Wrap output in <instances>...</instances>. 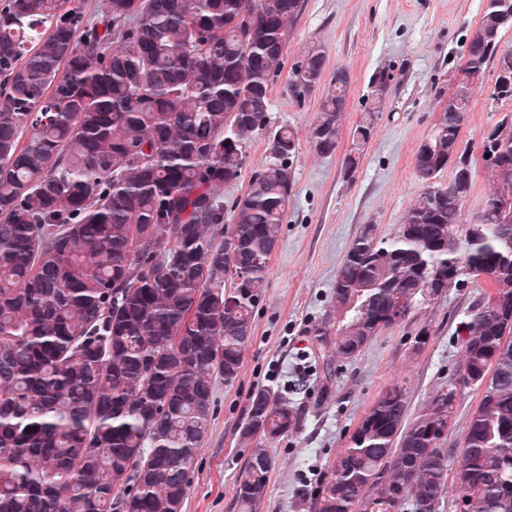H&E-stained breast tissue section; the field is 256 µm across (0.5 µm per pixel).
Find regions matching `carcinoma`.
Listing matches in <instances>:
<instances>
[{
  "instance_id": "carcinoma-1",
  "label": "carcinoma",
  "mask_w": 512,
  "mask_h": 512,
  "mask_svg": "<svg viewBox=\"0 0 512 512\" xmlns=\"http://www.w3.org/2000/svg\"><path fill=\"white\" fill-rule=\"evenodd\" d=\"M304 0H8L0 11V512H181L211 421L214 381L238 377L293 188V132L224 224L236 181L269 122L272 78ZM255 25L244 34L243 14ZM512 0H487L466 72L496 63L492 97L512 101ZM309 92L323 72L311 46ZM349 80L329 82L307 132L331 155ZM352 134L371 138L383 94ZM472 91L439 113L416 153L423 192L397 232L365 229L336 276L335 353L349 360L418 304L481 277L491 291L461 323L457 384L414 416L405 384L381 390L317 486L314 512H512V116L484 136L491 190L462 219L473 156L460 138ZM452 167L448 183L435 182ZM480 399L464 445L448 436L461 389ZM298 414L273 387L250 398L252 444L235 488L256 512L272 468L265 442Z\"/></svg>"
}]
</instances>
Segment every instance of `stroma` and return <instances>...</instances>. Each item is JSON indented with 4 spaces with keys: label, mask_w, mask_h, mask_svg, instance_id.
<instances>
[{
    "label": "stroma",
    "mask_w": 512,
    "mask_h": 512,
    "mask_svg": "<svg viewBox=\"0 0 512 512\" xmlns=\"http://www.w3.org/2000/svg\"><path fill=\"white\" fill-rule=\"evenodd\" d=\"M487 0H305L284 66L270 94L269 124L293 129V190L279 242L268 261L267 286L254 309L242 366L230 384L215 380L213 416L195 459L182 512H238L235 486L250 447L241 438L251 394L281 390L299 413V425L266 445L272 461L267 493L258 512H313V492L379 392L405 381L411 411L457 382L463 349L457 329L484 296L477 280L418 305L404 321L383 328L354 359L325 375L311 335L330 312L336 275L365 226L392 237L423 191L415 158L457 84L470 81V110L461 138L478 149L512 101L492 100L494 65L475 78L465 73L468 36ZM324 56L318 86L298 98L288 89L291 66L307 47ZM349 75L340 143L322 155L307 132L337 68ZM387 72L383 108L354 172L345 159L352 131L369 103L370 83ZM267 132H256L242 172L222 186L225 201L244 194L269 161ZM431 336L420 352L409 339L419 326Z\"/></svg>",
    "instance_id": "stroma-1"
}]
</instances>
